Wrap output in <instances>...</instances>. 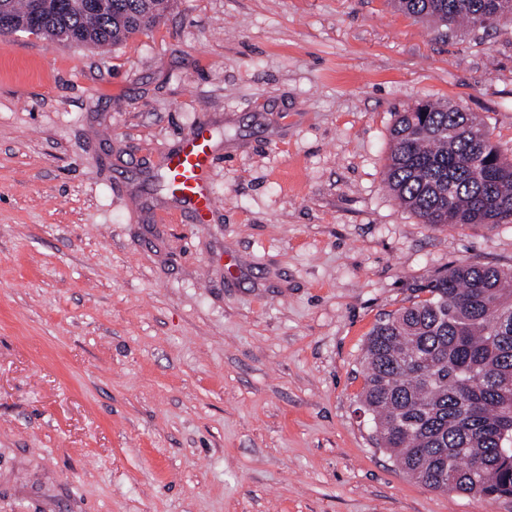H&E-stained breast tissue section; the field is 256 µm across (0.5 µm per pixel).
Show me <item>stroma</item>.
Masks as SVG:
<instances>
[{
	"instance_id": "1",
	"label": "stroma",
	"mask_w": 512,
	"mask_h": 512,
	"mask_svg": "<svg viewBox=\"0 0 512 512\" xmlns=\"http://www.w3.org/2000/svg\"><path fill=\"white\" fill-rule=\"evenodd\" d=\"M421 99L512 162V19L175 0L105 50L0 38V512H512L409 479L360 408L380 318L449 264L512 267V223L388 190ZM193 128L208 224L158 186Z\"/></svg>"
}]
</instances>
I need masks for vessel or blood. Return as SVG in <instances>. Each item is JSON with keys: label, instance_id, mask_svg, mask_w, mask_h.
I'll list each match as a JSON object with an SVG mask.
<instances>
[{"label": "vessel or blood", "instance_id": "1", "mask_svg": "<svg viewBox=\"0 0 512 512\" xmlns=\"http://www.w3.org/2000/svg\"><path fill=\"white\" fill-rule=\"evenodd\" d=\"M214 163V142L201 129L186 134L179 147L168 153L162 162L164 176L174 197L202 224L209 221L216 210L208 187Z\"/></svg>", "mask_w": 512, "mask_h": 512}]
</instances>
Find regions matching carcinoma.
<instances>
[{
    "mask_svg": "<svg viewBox=\"0 0 512 512\" xmlns=\"http://www.w3.org/2000/svg\"><path fill=\"white\" fill-rule=\"evenodd\" d=\"M31 0H0L19 31L78 44L117 46L152 30L171 0H50L28 27ZM398 10L452 30L512 18V0H394ZM387 185L435 226L512 223V162L483 123L448 102L420 101L397 113ZM428 294L380 320L363 352L360 403L376 444L415 483L497 500L512 496V269L450 264Z\"/></svg>",
    "mask_w": 512,
    "mask_h": 512,
    "instance_id": "carcinoma-1",
    "label": "carcinoma"
}]
</instances>
